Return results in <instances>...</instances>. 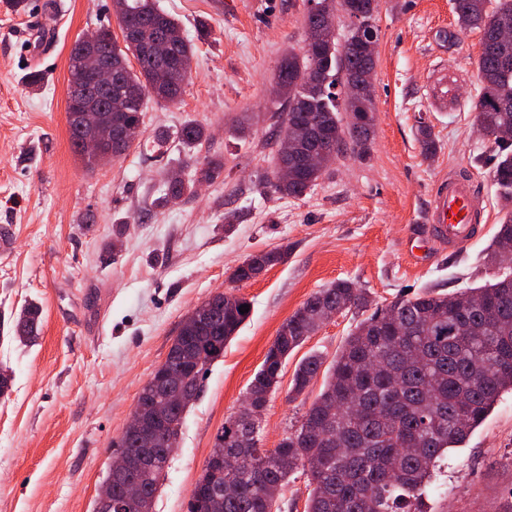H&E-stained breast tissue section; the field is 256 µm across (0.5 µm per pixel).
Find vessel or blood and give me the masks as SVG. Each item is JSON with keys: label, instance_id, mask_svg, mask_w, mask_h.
I'll list each match as a JSON object with an SVG mask.
<instances>
[{"label": "vessel or blood", "instance_id": "obj_1", "mask_svg": "<svg viewBox=\"0 0 512 512\" xmlns=\"http://www.w3.org/2000/svg\"><path fill=\"white\" fill-rule=\"evenodd\" d=\"M477 206L471 184L451 176L438 183L427 221L440 240L465 241L472 235Z\"/></svg>", "mask_w": 512, "mask_h": 512}]
</instances>
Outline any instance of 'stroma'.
Segmentation results:
<instances>
[{"label":"stroma","instance_id":"1","mask_svg":"<svg viewBox=\"0 0 512 512\" xmlns=\"http://www.w3.org/2000/svg\"><path fill=\"white\" fill-rule=\"evenodd\" d=\"M158 2L195 44L184 92L150 104L131 148L89 170L69 142V55L81 35L116 25L112 0H27L19 14L0 0V367L14 377L0 398V512H93L142 386L185 316L215 292L234 289L250 315L185 415L153 512H187L218 430L280 325L311 294L345 279L381 307L409 292L475 288L498 273L485 258L501 218L489 176L495 152L471 108L481 34L459 28L453 0H380L370 155L340 157L300 199L262 182L277 149L272 77L302 44L305 0ZM34 70L44 77L36 90L27 81ZM444 74L453 101L442 109L430 91ZM245 115L252 134L241 140L234 127ZM189 121L211 133L194 149L176 136ZM422 123L438 139L431 161L417 140ZM160 130L170 138L157 151ZM207 159L223 163L209 182L159 205L171 171L190 174ZM449 173L475 186L480 230L458 246L432 244L415 263L433 189ZM280 246L287 262L230 283L249 254ZM30 302L42 307V327L23 344L8 333ZM361 317L336 315L291 354L263 417L262 447H277L322 386L294 396L296 364L312 352L333 361ZM441 479L448 498L436 512H512L511 391L449 451Z\"/></svg>","mask_w":512,"mask_h":512}]
</instances>
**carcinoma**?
Returning a JSON list of instances; mask_svg holds the SVG:
<instances>
[{
    "label": "carcinoma",
    "instance_id": "obj_1",
    "mask_svg": "<svg viewBox=\"0 0 512 512\" xmlns=\"http://www.w3.org/2000/svg\"><path fill=\"white\" fill-rule=\"evenodd\" d=\"M305 34L314 49L289 50L279 62L274 82L276 142L293 136L288 147L286 178L273 170L263 187L282 196L301 198L329 174L336 159L352 152L368 154L375 122V106L368 77L375 61L365 43L378 38L374 15L379 0H349L360 16L350 22L344 41L329 29L331 14L340 0H307ZM124 47L110 28H103L100 50L112 58V98L123 108L112 113V129L139 128L150 101L177 102L183 93L195 47L184 35L177 18L161 9L157 0H112ZM457 24L481 31L477 77L481 91L472 102L475 121L500 155L490 177L500 191L503 216L489 246L491 261L512 253V42L495 40L502 26L512 27V0H454ZM135 59L138 68L130 65ZM166 68L170 81L154 82L155 71ZM359 115L350 124L346 116ZM74 152L93 170L129 150L118 141L105 143L97 153L83 149L85 131L78 113H67ZM179 139L195 147L209 139L208 129L187 122ZM421 153L437 154L431 126L417 128ZM317 147L326 152L318 167L301 163V155ZM222 165L207 160L194 178L173 172L166 184L163 204L193 192L196 183L209 180ZM288 248L277 247L247 256L233 271L236 283L248 282L285 262ZM246 298L229 290L224 298L208 297L201 308L208 322L185 318L170 345L166 361L180 360L193 371L191 386L199 397L208 367L224 357V346L249 317L239 308ZM368 294L350 280H337L308 297L280 327L262 366L250 383L253 392L273 393L280 376L273 366L288 356L325 324L326 311L363 310ZM39 305H25L14 319V339L35 341L41 323ZM322 389L303 413L299 425L281 440L283 451H268L255 443L242 447L241 437L252 432L265 411L257 404L231 413L217 432L210 455L222 459L242 455L247 469L224 475V496L205 494L188 503V512H285L282 490L288 479L306 471L309 462L321 469L309 476L305 512H431L428 489L435 481L448 450L461 448L486 419L505 391H512V273L504 271L492 282L453 294L421 292L378 307L360 320L346 337L336 358L324 365L311 353L297 364L291 392L302 394L317 378ZM362 406L357 414L346 409L349 400ZM185 410L161 417L168 436L179 438ZM129 459L126 478L141 483L155 497L170 456L143 470L139 465L143 442L124 436L116 443Z\"/></svg>",
    "mask_w": 512,
    "mask_h": 512
}]
</instances>
